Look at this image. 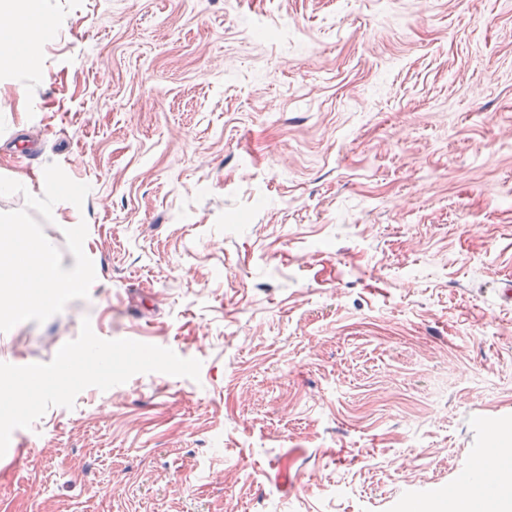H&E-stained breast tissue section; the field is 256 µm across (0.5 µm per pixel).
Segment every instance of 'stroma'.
Wrapping results in <instances>:
<instances>
[{
    "label": "stroma",
    "mask_w": 512,
    "mask_h": 512,
    "mask_svg": "<svg viewBox=\"0 0 512 512\" xmlns=\"http://www.w3.org/2000/svg\"><path fill=\"white\" fill-rule=\"evenodd\" d=\"M41 2L0 177L89 184L96 280L0 332V512H451L512 435V0Z\"/></svg>",
    "instance_id": "obj_1"
}]
</instances>
